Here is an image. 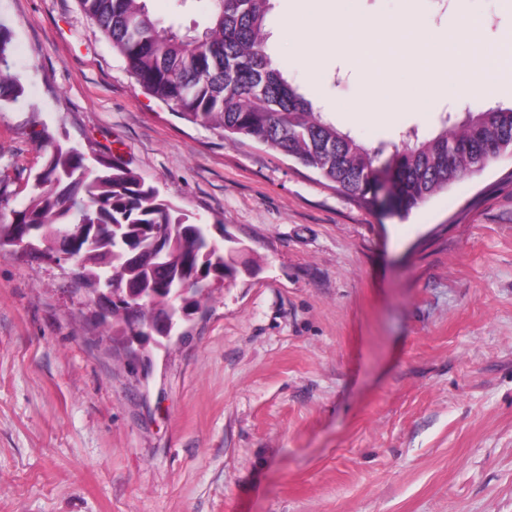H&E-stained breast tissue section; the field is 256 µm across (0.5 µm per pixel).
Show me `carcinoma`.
I'll return each instance as SVG.
<instances>
[{"mask_svg":"<svg viewBox=\"0 0 512 512\" xmlns=\"http://www.w3.org/2000/svg\"><path fill=\"white\" fill-rule=\"evenodd\" d=\"M84 14L122 57L148 94L183 119L220 129L224 138L243 137L276 151L333 183L358 202L375 207V153L339 129L298 92L288 72L272 65L266 0H211L210 26L198 34L165 27L145 0H79ZM11 38L0 25V101L24 93L11 70ZM427 135L406 133L392 157L399 213L408 215L452 184L476 174L512 149V109L468 111L460 123L440 116ZM45 162L21 209L0 219V251L14 246L22 225L78 242L72 254L77 278L97 291L105 277L117 289L112 310L99 317L105 331L129 335L127 288L152 295L137 315L145 325L155 310L176 307L188 283L199 306L211 280L236 277L232 246L212 241L211 226L189 224L123 163L91 168L84 153L41 133Z\"/></svg>","mask_w":512,"mask_h":512,"instance_id":"1","label":"carcinoma"}]
</instances>
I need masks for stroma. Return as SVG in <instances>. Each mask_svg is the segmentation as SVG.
I'll return each mask as SVG.
<instances>
[{
  "label": "stroma",
  "instance_id": "obj_1",
  "mask_svg": "<svg viewBox=\"0 0 512 512\" xmlns=\"http://www.w3.org/2000/svg\"><path fill=\"white\" fill-rule=\"evenodd\" d=\"M289 3L269 0L273 63L377 169L441 112L512 108L508 92L448 97L350 124L362 76L329 52L311 84ZM147 7L208 25L206 0ZM0 23L25 88L0 104V216L21 208L47 130L229 234L238 268L135 359L71 261L0 254V512H512V157L383 213L182 119L78 0H0Z\"/></svg>",
  "mask_w": 512,
  "mask_h": 512
}]
</instances>
